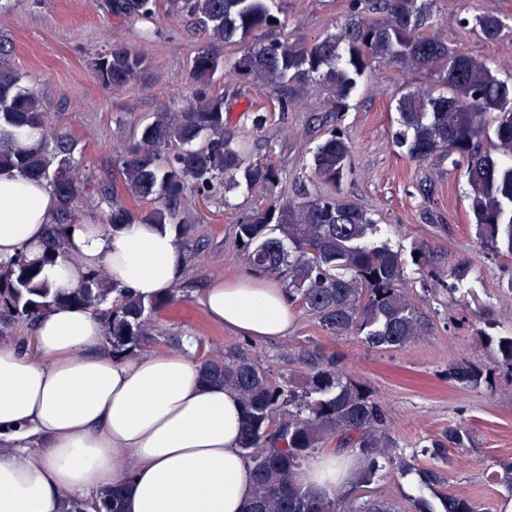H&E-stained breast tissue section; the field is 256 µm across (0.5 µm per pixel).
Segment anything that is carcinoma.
Wrapping results in <instances>:
<instances>
[{"label":"carcinoma","instance_id":"1","mask_svg":"<svg viewBox=\"0 0 512 512\" xmlns=\"http://www.w3.org/2000/svg\"><path fill=\"white\" fill-rule=\"evenodd\" d=\"M271 0H109L112 15L152 23L160 12L183 20L207 43L194 55L189 71L192 95L182 109L163 108L140 131L139 139L116 156L114 179L138 199L158 203L138 211L112 194L106 217L117 230L139 221L172 229L182 241L195 232L181 216L192 196L209 198L242 185L264 187L270 204L241 214L235 224L240 251L252 269L281 280L291 304L314 318L332 335L353 334L377 348H401L424 335L428 323L402 287L401 254L375 236L377 224L358 205L318 190L338 185L347 173L350 146L343 134L328 131L314 153V177L299 181L292 195L276 189L278 169L271 162L246 161L241 144L227 130L228 94L214 86L217 72L228 70L237 84L273 86L285 92L248 108L252 126L261 129L267 113L304 105L302 92L317 84L342 112L359 82L382 62L398 75L428 72L434 86L408 89L396 99L400 129L396 144L416 162H448L463 169L477 237L474 255L506 244L512 256V74L500 77L485 62L453 47L432 31L433 0H349L339 32L264 40L261 35L281 24ZM379 10L387 20L371 19ZM463 31H476L498 43L512 33V23L494 13L460 18ZM233 48L224 62L222 47ZM145 68L133 47L100 53L94 62L97 80L108 88L133 83ZM19 74L0 68V167L9 166L33 180L50 183L58 199L54 222L44 238L46 262L72 261L67 231L86 183L76 173L71 146L47 131L46 113L37 92L20 84ZM42 132L37 147L15 145L8 127ZM183 289L144 299L134 296L100 267L69 291L51 287L41 266L21 255L0 274V344L17 342V328L35 322L57 306L74 305L104 321L114 354L131 353L150 336L158 315L182 299ZM495 359L512 376V334L494 340ZM485 372L468 362L450 368L448 378L474 386ZM199 380L222 384L243 406L240 448L250 472L252 494L244 512H398L380 496L353 497L369 487L385 460L402 472L413 469L392 453L396 442L388 429V412L364 383L339 368L317 369L301 380L281 384L246 356L201 360ZM471 441L461 426L448 428L431 442V456L442 462L448 451ZM332 448L350 450L359 461L343 493L311 492L296 480L316 454ZM422 485L447 483L433 465L417 470ZM126 483L102 488L88 499L70 500L63 512H124ZM440 507L420 500L416 512H478L462 496L444 494Z\"/></svg>","mask_w":512,"mask_h":512}]
</instances>
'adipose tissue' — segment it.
<instances>
[{
	"label": "adipose tissue",
	"instance_id": "ef3b65f1",
	"mask_svg": "<svg viewBox=\"0 0 512 512\" xmlns=\"http://www.w3.org/2000/svg\"><path fill=\"white\" fill-rule=\"evenodd\" d=\"M56 209L47 182L0 169V270L21 253L42 263ZM67 243L78 263L42 264L55 288L103 265L148 299L185 275L181 241L151 224L82 222ZM202 304L252 339L287 335L294 321L284 288L252 273L213 280ZM35 338L37 360L0 346V512H60L64 500L122 481L126 512H242L252 493L242 407L223 387L200 385L189 351L112 356L102 321L76 308L42 316Z\"/></svg>",
	"mask_w": 512,
	"mask_h": 512
}]
</instances>
